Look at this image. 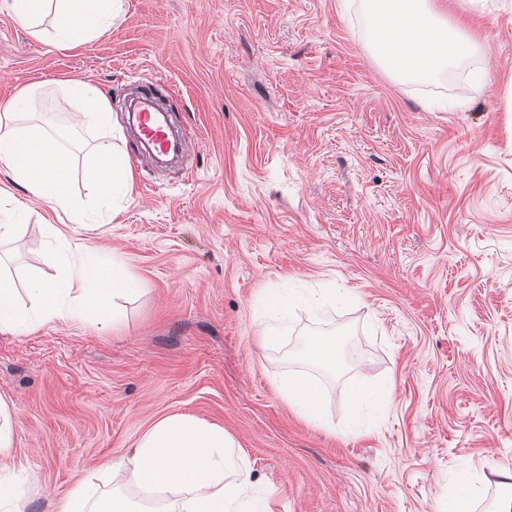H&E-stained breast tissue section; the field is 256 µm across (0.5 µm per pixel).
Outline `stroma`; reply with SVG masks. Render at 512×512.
Returning a JSON list of instances; mask_svg holds the SVG:
<instances>
[{"instance_id": "stroma-1", "label": "stroma", "mask_w": 512, "mask_h": 512, "mask_svg": "<svg viewBox=\"0 0 512 512\" xmlns=\"http://www.w3.org/2000/svg\"><path fill=\"white\" fill-rule=\"evenodd\" d=\"M478 47L459 83H401L373 60L347 0H127L98 38L60 50L0 0V100L78 78L121 126L133 183L103 231L73 228L0 172L23 209L13 277L45 225L114 254L140 284L118 323L0 333V396L14 413L11 480L53 512L89 470L131 453L157 418L220 425L271 512H440L476 469L491 512L512 467V0H433ZM492 80L481 84L477 67ZM195 147L169 167L127 128L137 84ZM345 288L352 303L298 312L262 350V298ZM359 351L318 371L327 426L290 407L280 379L307 337ZM391 379L393 399L349 431L350 386Z\"/></svg>"}]
</instances>
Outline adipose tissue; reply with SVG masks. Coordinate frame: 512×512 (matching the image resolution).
<instances>
[{"label":"adipose tissue","mask_w":512,"mask_h":512,"mask_svg":"<svg viewBox=\"0 0 512 512\" xmlns=\"http://www.w3.org/2000/svg\"><path fill=\"white\" fill-rule=\"evenodd\" d=\"M125 5L126 0H12L14 17L31 35L50 39L60 49L97 38L121 19ZM362 7L370 21L372 57L399 80L447 77L449 68L475 52L466 33L438 15L431 0H363ZM45 93L60 107L63 126L37 119V103ZM83 128L110 132L114 122L104 94L79 81L56 82L49 92L36 84L0 102V170L71 223L92 229V215L71 192L75 135ZM82 179L101 197H114L131 188L130 160L110 142L100 141L83 162ZM39 260L63 265L64 271L53 279H30L22 288L0 271L1 333L24 335L55 321L97 323L108 317L111 302L138 291L124 262L89 247L67 260L50 249ZM348 298V290L332 288L268 292L269 320L261 326V345L278 348L297 311L317 314ZM280 388L299 415L325 425L324 390L310 374L290 372ZM390 400L388 381L353 387L351 429H362L369 414ZM57 512H269V506L248 461L222 426L174 413L139 435L121 467L106 465L88 473Z\"/></svg>","instance_id":"ef3b65f1"}]
</instances>
